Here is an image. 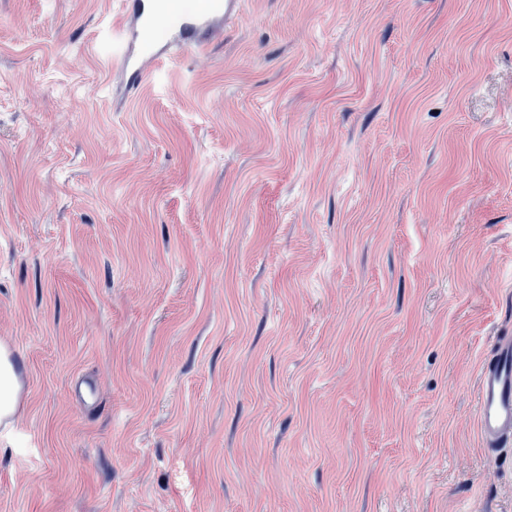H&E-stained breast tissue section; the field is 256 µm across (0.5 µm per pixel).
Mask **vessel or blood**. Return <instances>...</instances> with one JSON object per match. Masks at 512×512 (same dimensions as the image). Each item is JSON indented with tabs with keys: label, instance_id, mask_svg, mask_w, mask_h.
<instances>
[{
	"label": "vessel or blood",
	"instance_id": "obj_1",
	"mask_svg": "<svg viewBox=\"0 0 512 512\" xmlns=\"http://www.w3.org/2000/svg\"><path fill=\"white\" fill-rule=\"evenodd\" d=\"M239 0H204L202 6L171 14L169 0H128L131 23L122 63L156 62L158 44L152 32L160 30L166 41L202 45L218 30L222 17L233 14ZM477 417L487 450L512 444V336L497 337L492 359L482 368L478 381Z\"/></svg>",
	"mask_w": 512,
	"mask_h": 512
}]
</instances>
